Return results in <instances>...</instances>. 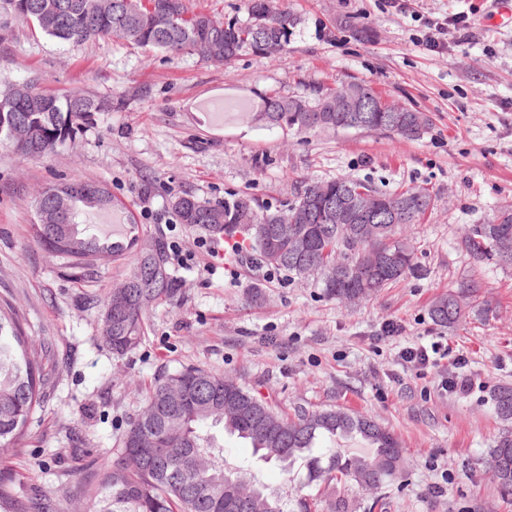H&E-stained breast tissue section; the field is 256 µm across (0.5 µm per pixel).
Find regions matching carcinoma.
Instances as JSON below:
<instances>
[{"label": "carcinoma", "mask_w": 512, "mask_h": 512, "mask_svg": "<svg viewBox=\"0 0 512 512\" xmlns=\"http://www.w3.org/2000/svg\"><path fill=\"white\" fill-rule=\"evenodd\" d=\"M16 16L36 25L43 33L65 45H80L111 36L149 51L191 53L200 41L211 45L207 61L224 65L242 50L276 55L288 45L294 17L279 12L271 17L264 0H246L248 21L224 22L203 13H191L185 0H12ZM25 90L0 97V114L37 128L41 149L32 154L16 148L26 158H41L75 140L80 128L101 111L103 103L79 92L58 94L24 83ZM362 89L372 106L369 123L361 130L420 138L429 126L423 112H394L395 103L385 99L371 84L341 82L317 87L309 96L271 95L263 107L287 118L284 128L312 133L349 128L336 111V103L351 88ZM352 200H370L380 210L375 224L332 220L336 195ZM429 189L414 186L382 192L351 176L304 181L293 200L284 207L258 204L243 195L211 204L193 196L173 202L181 224L200 226L212 233L235 237L258 253L276 270L298 277L317 276L325 295L339 302H354L377 295L415 269L410 245L397 238L406 224H418L433 206ZM288 211V239L280 243L279 258L270 255L266 232L282 224ZM33 237L71 266L83 268L94 255L86 249H60L38 234ZM307 239V257L297 256L293 241ZM459 249L475 269L493 260L512 268V205L503 206L484 224L466 228ZM392 257L388 267L368 280L362 279L364 262L373 254ZM480 284L469 280L435 299L430 307L433 320L454 327L473 315L486 320L492 309L478 301ZM129 292L127 309L110 315L103 341L116 356H124L141 342L147 313L158 304L178 299L177 277L167 267L165 247L153 240L142 245L131 275L113 292ZM51 351L38 348L27 336L14 306L0 304V450L16 445L26 436L34 414L44 403L49 380ZM494 410L504 423L491 456L501 460L508 476L497 477L503 498H512V387L494 394ZM220 426L246 441L254 456L288 469L303 459L307 482L327 485L374 483L381 485L395 475L401 458L397 439L374 419L342 410L307 411L289 416L257 398L236 380L192 367L155 381L147 406L129 425L121 447L98 468L96 482L78 484L77 496L93 501V512H252L249 501L237 498L239 506L224 507V483L250 481L252 487L279 500L276 512H318L317 499L284 488L270 490L255 476L245 478L243 469L224 459V446L202 426ZM360 437L373 453L344 457L337 448L313 454L319 441ZM0 512H64V501L46 500L18 489L13 476L0 472Z\"/></svg>", "instance_id": "carcinoma-1"}]
</instances>
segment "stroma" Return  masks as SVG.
Segmentation results:
<instances>
[{
	"mask_svg": "<svg viewBox=\"0 0 512 512\" xmlns=\"http://www.w3.org/2000/svg\"><path fill=\"white\" fill-rule=\"evenodd\" d=\"M408 12L387 0H273L296 19L286 51H248L229 65L199 54L148 52L109 37L61 45L19 20L0 0V95L34 81L47 91H81L111 101L74 143L27 159L0 143V300L13 303L35 343L53 351L47 397L33 417L22 454L0 455L26 493L49 499L94 471L77 448L111 457L159 377L199 366L234 378L263 399L295 409L341 408L375 419L398 439L403 467L381 487L306 484L304 467L283 472L258 460L241 440L224 454L268 487L307 489L334 512H512L489 468L502 424L497 387L512 385V269L472 270L457 241L465 227L512 204V25L497 24L486 0H411ZM460 14L473 21L468 41L446 53L418 43L421 19ZM369 26L362 41L343 17ZM365 80L383 96L426 113L417 140L346 130L300 134L258 121L264 95H307L312 87ZM228 94L251 105L224 130L201 121V98ZM354 176L382 190L423 186L435 206L399 236L417 270L378 296L345 305L325 296L316 277L264 276L254 258L225 272L223 253L199 248L205 229L179 223L173 201L192 195L220 203L249 195L279 205L299 180ZM97 182L130 204L142 241L178 244L191 255L173 266L175 303L145 318L140 345L118 358L102 343V300L132 269V258L98 256L71 268L33 237L34 199L59 180ZM476 278L493 316L436 324L432 302ZM399 335L385 333L389 323ZM438 345L447 357L423 370L400 349ZM469 386L445 391L453 373Z\"/></svg>",
	"mask_w": 512,
	"mask_h": 512,
	"instance_id": "35a3bbf8",
	"label": "stroma"
}]
</instances>
